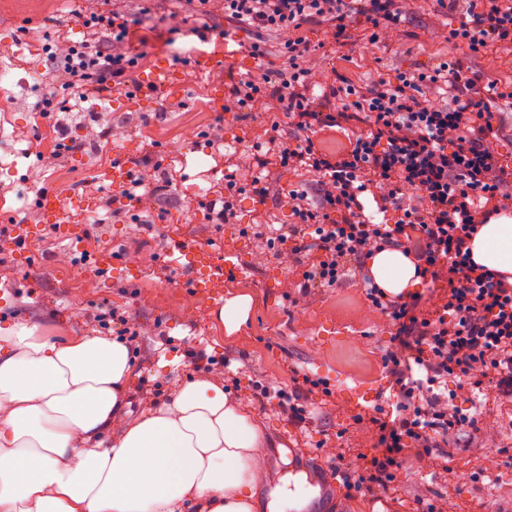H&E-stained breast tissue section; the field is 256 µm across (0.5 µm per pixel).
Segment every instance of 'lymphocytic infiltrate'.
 <instances>
[{
    "mask_svg": "<svg viewBox=\"0 0 512 512\" xmlns=\"http://www.w3.org/2000/svg\"><path fill=\"white\" fill-rule=\"evenodd\" d=\"M225 18L279 36L277 63L245 74L224 99L225 111L264 107L268 140L278 148L282 170L314 175L315 188L281 186L265 176L248 187L228 181L224 195L207 206L210 223L236 217L242 195L257 203L285 201L289 223L270 230L266 249L287 246L298 255L316 251L302 273L303 294L342 285L362 257L403 247L420 277L446 272L448 291L431 315H415L402 296L370 286L372 307L395 322L398 346L388 351V390L394 414L376 419L381 451L354 482L355 488L389 491L405 461L444 448L476 417L463 412L447 385L494 386L512 392V281L470 258L479 223L500 215L497 201L508 175L493 139L502 130L500 109L512 104V90L478 84L459 57L449 56L428 73H399L343 89L341 111L327 109L330 91L314 96L307 66L310 45L301 36L312 21L343 43L353 16L372 26L371 43L402 22L400 0H223ZM458 14L447 41L456 52L512 48V0H436ZM83 40L71 43L55 70L50 92L37 103L41 117L70 109L57 90L80 88L81 99L108 101L135 86L140 55L129 38L132 20L112 11L84 14ZM444 89L447 102L430 97ZM355 121L340 151L323 148L317 135ZM295 137L284 140L282 127ZM399 214L391 224L367 217L363 200L375 190Z\"/></svg>",
    "mask_w": 512,
    "mask_h": 512,
    "instance_id": "lymphocytic-infiltrate-1",
    "label": "lymphocytic infiltrate"
}]
</instances>
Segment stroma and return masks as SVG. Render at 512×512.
Here are the masks:
<instances>
[{"instance_id":"35a3bbf8","label":"stroma","mask_w":512,"mask_h":512,"mask_svg":"<svg viewBox=\"0 0 512 512\" xmlns=\"http://www.w3.org/2000/svg\"><path fill=\"white\" fill-rule=\"evenodd\" d=\"M402 7L399 28L382 34L375 45L361 20L340 45L322 25H305L315 82H332L339 73L359 84L435 68L448 55L444 36L455 16L439 10L435 0H403ZM93 8L139 19L132 42L144 55L136 73L142 90L102 107L75 97L72 111L40 120L34 107L47 86L39 78L57 65L44 47L81 40L80 17ZM174 13L186 17L193 10L185 0H0V69L16 77L0 83V213L27 220L29 206L44 190L66 200L91 193L80 244L66 236L71 219L66 212L54 224L37 220L36 234L24 246L11 240L0 245V320L38 325L51 337H108L113 316L123 317L136 335L129 344L136 360L129 385L136 415L167 401L199 375L195 366L204 354L216 362L200 375L215 383L224 381L227 358L232 367H247L273 387L299 391L300 404L310 412L303 422L259 399L248 379L231 388L230 400L254 416L264 438L268 477L261 494L289 470L305 473L308 488L319 490L310 512H374L378 505L384 512H422L428 504L437 512H512V394L494 388L484 395L466 385L458 388L461 408L482 407L478 423L462 428L456 445L407 461L393 489L346 490L345 472L357 471L378 453L374 419L388 407L385 354L396 327L367 300L364 270L341 287L301 296L306 257L262 249L261 234L287 221L278 201L259 205L245 199L229 223H207L204 205L223 193L228 178L246 185L260 163L274 161L266 112L224 111L216 93L229 91L242 74L257 72L258 62L248 52L252 42L263 41L274 55L278 38L225 22L216 4L208 21L227 31L226 40L204 44L190 36L172 42L167 24ZM185 52L207 56L208 66L183 74L179 91L146 95L157 64ZM465 63L471 75L512 89V52L486 49L468 54ZM200 115L203 127L184 136L185 126ZM217 125L223 128L220 146L208 138ZM90 126L109 130L108 140L67 152L69 140ZM50 138L64 160L46 155ZM118 160L128 162L133 174L169 182L170 190L130 200L106 179ZM229 244L244 262L243 273L224 276L217 296L190 287L189 250L204 247L220 260ZM182 245L187 254H178ZM21 248L29 267L17 264ZM104 252L112 255L107 270L94 263ZM239 293L250 294L253 306L248 323L228 340L215 313L221 298ZM299 372L326 382L329 394L300 390ZM344 385L374 387L378 395L361 410L341 393Z\"/></svg>"}]
</instances>
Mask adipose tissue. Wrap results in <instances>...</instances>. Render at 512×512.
Wrapping results in <instances>:
<instances>
[{
  "mask_svg": "<svg viewBox=\"0 0 512 512\" xmlns=\"http://www.w3.org/2000/svg\"><path fill=\"white\" fill-rule=\"evenodd\" d=\"M471 247L475 263L512 277V217L481 225ZM369 268L393 295L420 283L398 247ZM132 371L119 339L0 324V512H253L265 476L253 417L208 379L134 416Z\"/></svg>",
  "mask_w": 512,
  "mask_h": 512,
  "instance_id": "obj_1",
  "label": "adipose tissue"
}]
</instances>
